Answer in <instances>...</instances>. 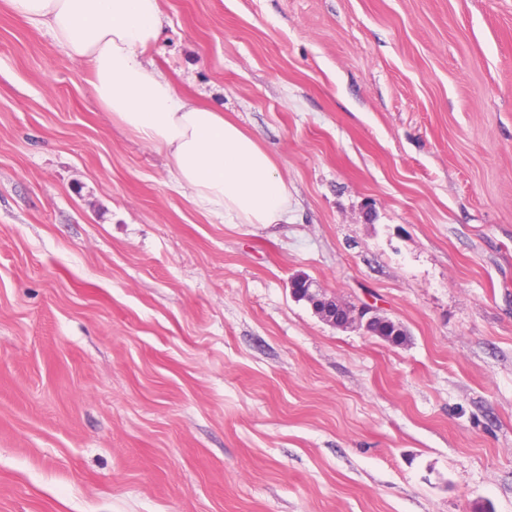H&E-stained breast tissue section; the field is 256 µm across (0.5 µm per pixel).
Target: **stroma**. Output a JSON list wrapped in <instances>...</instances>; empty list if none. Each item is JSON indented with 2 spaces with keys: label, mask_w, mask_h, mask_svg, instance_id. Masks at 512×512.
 <instances>
[{
  "label": "stroma",
  "mask_w": 512,
  "mask_h": 512,
  "mask_svg": "<svg viewBox=\"0 0 512 512\" xmlns=\"http://www.w3.org/2000/svg\"><path fill=\"white\" fill-rule=\"evenodd\" d=\"M162 6L288 219L199 212L0 0V512H512V0ZM295 290L293 295L298 301H303L305 292L303 285L305 284L306 297L312 300L313 309H317L319 314L330 323L336 321V312L339 315V328L341 330H362L363 333L374 336L376 332L372 329V321L375 319V309L368 305H354L353 303L337 297L335 295H327L312 280H303L301 275L294 277Z\"/></svg>",
  "instance_id": "obj_1"
}]
</instances>
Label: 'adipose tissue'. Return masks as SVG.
<instances>
[{
	"label": "adipose tissue",
	"instance_id": "adipose-tissue-1",
	"mask_svg": "<svg viewBox=\"0 0 512 512\" xmlns=\"http://www.w3.org/2000/svg\"><path fill=\"white\" fill-rule=\"evenodd\" d=\"M84 61L101 107L162 149L173 184L228 224H278L288 184L273 156L223 112L181 96L146 54L163 34L160 0H7Z\"/></svg>",
	"mask_w": 512,
	"mask_h": 512
}]
</instances>
